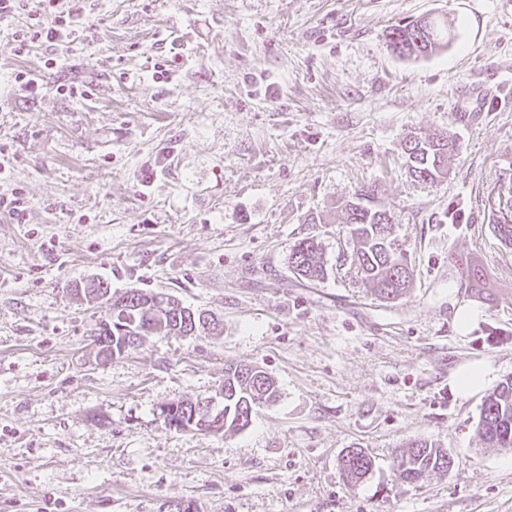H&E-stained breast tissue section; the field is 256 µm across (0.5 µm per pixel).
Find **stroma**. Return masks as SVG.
<instances>
[{
	"mask_svg": "<svg viewBox=\"0 0 512 512\" xmlns=\"http://www.w3.org/2000/svg\"><path fill=\"white\" fill-rule=\"evenodd\" d=\"M63 54H12L0 20V512H512V448L476 434L512 375V248L490 224L512 166L506 0H83ZM446 18L453 43L402 58L389 27ZM53 68H46L49 58ZM43 75L22 95L14 77ZM80 87L59 94V85ZM493 95L478 109L477 89ZM455 139L441 181L414 178L410 135ZM393 212L412 286L380 301L353 263L343 206ZM317 235L326 276L288 266ZM482 276L466 279V267ZM103 279L214 314L218 329L150 334L103 363ZM279 396L238 432L167 427L163 405L216 395L226 368ZM485 369L464 393L460 372ZM414 437L457 463L415 484L393 459ZM375 461L360 485L343 449Z\"/></svg>",
	"mask_w": 512,
	"mask_h": 512,
	"instance_id": "35a3bbf8",
	"label": "stroma"
}]
</instances>
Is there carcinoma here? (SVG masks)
Instances as JSON below:
<instances>
[{"label":"carcinoma","mask_w":512,"mask_h":512,"mask_svg":"<svg viewBox=\"0 0 512 512\" xmlns=\"http://www.w3.org/2000/svg\"><path fill=\"white\" fill-rule=\"evenodd\" d=\"M451 25L436 20L434 31L425 33L413 22L389 28L386 42L392 51L403 57L427 56L447 48L453 42ZM455 149V141L448 136L412 135L406 140L404 153L414 158L412 175L422 181L434 182L445 174L448 154ZM346 229L356 239L357 249L353 263L363 282L384 302L400 299L409 288L412 272L407 259L390 238L394 213L371 206V193L363 191L346 202ZM289 266L301 278L309 281L325 276L320 241L317 236L304 237L296 242L289 254ZM90 303L106 307V318L93 342L97 353L106 361L121 356L136 347L140 337L147 334L185 336V320L210 317V314L183 305L172 297H163L131 288L112 301L111 284L99 280L82 288ZM223 417L209 420L208 433L239 431L252 422L256 407L276 400L278 386L267 372L254 366H239L224 371ZM205 399L177 400L167 405L170 421L182 423L191 419L201 421L206 415ZM477 436L489 448H512V376L506 377L482 403ZM456 459L433 441L416 437L407 441L394 459L397 478L404 483H417L433 471H446ZM374 462L364 449L348 448L340 457V467L351 483H359L373 469Z\"/></svg>","instance_id":"obj_1"}]
</instances>
